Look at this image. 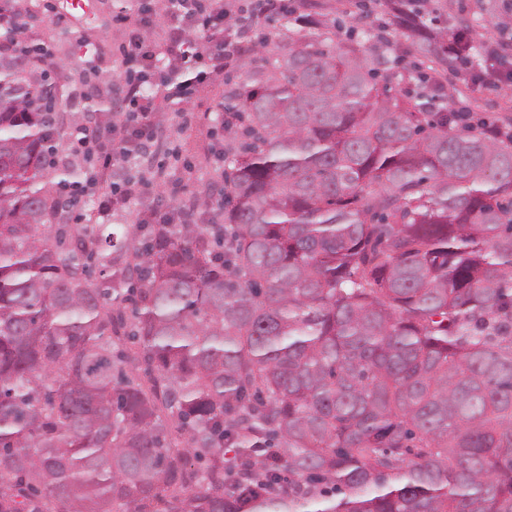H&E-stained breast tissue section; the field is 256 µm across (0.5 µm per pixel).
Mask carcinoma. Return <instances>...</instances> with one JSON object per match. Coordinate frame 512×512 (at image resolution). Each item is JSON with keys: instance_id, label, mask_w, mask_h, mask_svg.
<instances>
[{"instance_id": "obj_1", "label": "carcinoma", "mask_w": 512, "mask_h": 512, "mask_svg": "<svg viewBox=\"0 0 512 512\" xmlns=\"http://www.w3.org/2000/svg\"><path fill=\"white\" fill-rule=\"evenodd\" d=\"M313 8L224 91V225L140 241L54 223L65 75L0 53V512H512V115L440 82L477 24Z\"/></svg>"}]
</instances>
